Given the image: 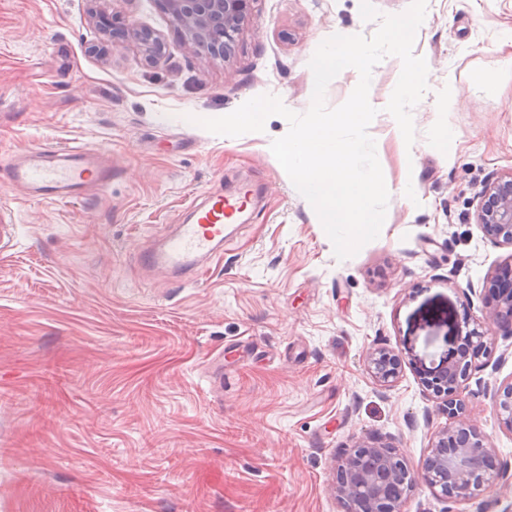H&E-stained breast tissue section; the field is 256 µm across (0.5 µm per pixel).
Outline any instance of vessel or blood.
Here are the masks:
<instances>
[{"label": "vessel or blood", "mask_w": 512, "mask_h": 512, "mask_svg": "<svg viewBox=\"0 0 512 512\" xmlns=\"http://www.w3.org/2000/svg\"><path fill=\"white\" fill-rule=\"evenodd\" d=\"M9 184L33 199L63 200L87 186L103 189L112 182V160L81 145H38L13 159L6 170ZM247 195L216 190L189 207V216L142 254L145 271L170 278L198 271L205 258L224 244V225L247 209Z\"/></svg>", "instance_id": "vessel-or-blood-1"}]
</instances>
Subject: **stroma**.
Instances as JSON below:
<instances>
[{
	"label": "stroma",
	"mask_w": 512,
	"mask_h": 512,
	"mask_svg": "<svg viewBox=\"0 0 512 512\" xmlns=\"http://www.w3.org/2000/svg\"><path fill=\"white\" fill-rule=\"evenodd\" d=\"M99 6L163 34L162 56L101 46L87 0H0V171L46 142L116 169L64 201L0 182V224L18 227L0 254V512H344L330 487L342 449L376 438L414 467L447 427L422 375L482 322L512 258L476 221L483 186L512 171V0H427L415 141L385 113L370 124L390 199L378 238L345 260L271 152L286 119L230 137L183 116L261 94L306 112L319 44L378 27L360 0H257L231 57L206 68L154 0ZM440 127L452 149L435 147ZM246 184L253 206L200 277L142 269L191 202ZM487 341L462 396L512 469L492 405L512 336ZM377 344L401 359L389 386L365 365ZM402 510L512 512V472L467 500L420 487Z\"/></svg>",
	"instance_id": "35a3bbf8"
}]
</instances>
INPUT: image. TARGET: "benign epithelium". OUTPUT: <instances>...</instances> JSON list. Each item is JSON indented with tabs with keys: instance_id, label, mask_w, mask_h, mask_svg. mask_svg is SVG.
<instances>
[{
	"instance_id": "benign-epithelium-1",
	"label": "benign epithelium",
	"mask_w": 512,
	"mask_h": 512,
	"mask_svg": "<svg viewBox=\"0 0 512 512\" xmlns=\"http://www.w3.org/2000/svg\"><path fill=\"white\" fill-rule=\"evenodd\" d=\"M168 15L176 36L194 51L203 67L229 57L235 38L253 20L255 0H155ZM89 18L97 31L115 44L134 42L148 60L164 49V37L150 28L125 23L118 15L92 9ZM477 224L494 243L512 248V171L486 183L480 192ZM491 305L484 323L512 335V258L495 273ZM484 331L475 327L463 337V346L427 372L426 385L441 400L448 427L436 434L429 453L411 468L396 449L378 441H359L348 449L334 471L331 489L345 512H402L416 486L440 488L441 495L471 497L491 480L495 448L473 419L467 416L462 388L476 359L488 353ZM371 376L388 385L396 381L401 361L393 349L377 346L366 352ZM499 427L512 433V380L492 395Z\"/></svg>"
}]
</instances>
